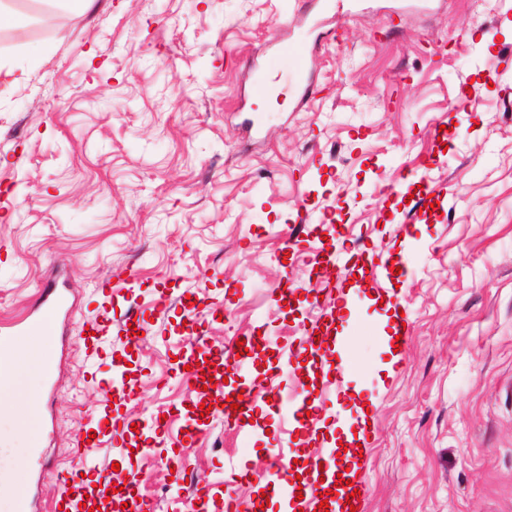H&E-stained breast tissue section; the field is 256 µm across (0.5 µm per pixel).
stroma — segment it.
Here are the masks:
<instances>
[{"label": "stroma", "instance_id": "1", "mask_svg": "<svg viewBox=\"0 0 512 512\" xmlns=\"http://www.w3.org/2000/svg\"><path fill=\"white\" fill-rule=\"evenodd\" d=\"M15 8L30 21L0 31V56L26 66V52L55 50L0 92V322L49 278L75 307L49 355L41 472L20 408L42 377L0 395V512L27 486L35 512H53L58 471L120 457L149 512H188L199 489L249 512L273 484L295 485L300 456L324 459L344 420L363 425L356 512H512V0H362L336 14L295 0H86L47 24L41 0ZM295 38L310 45L303 89L276 53ZM265 72L278 83L258 100ZM358 247L403 256L411 277L312 276L316 255L344 269ZM286 284L296 302L277 295ZM132 308L143 339L127 349ZM104 313L112 331L87 347ZM332 320L350 339L341 376L313 343ZM191 335L210 356L260 336L216 385L249 397L240 421L217 404L199 414L177 363ZM114 372L132 394L111 404L97 381ZM307 394L318 408L302 421ZM108 417L136 428L83 446ZM160 417L144 456L133 445ZM197 417L202 433L185 437ZM184 459L190 485L170 472Z\"/></svg>", "mask_w": 512, "mask_h": 512}]
</instances>
